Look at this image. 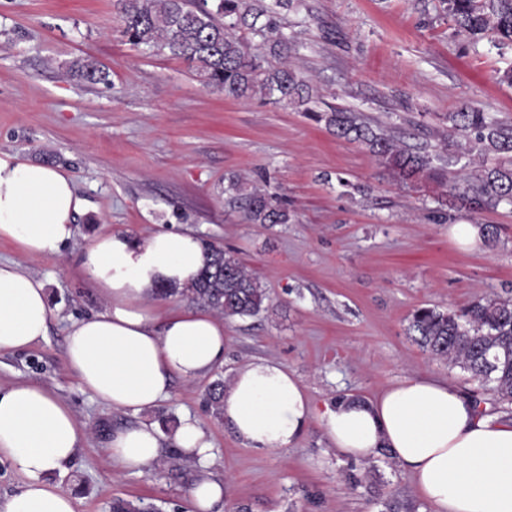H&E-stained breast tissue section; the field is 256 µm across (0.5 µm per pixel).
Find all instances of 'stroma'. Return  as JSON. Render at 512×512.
Here are the masks:
<instances>
[{"mask_svg":"<svg viewBox=\"0 0 512 512\" xmlns=\"http://www.w3.org/2000/svg\"><path fill=\"white\" fill-rule=\"evenodd\" d=\"M281 23L293 43L289 65L322 102L427 148L447 180L483 152L471 142L459 159L443 157L449 112L468 102L512 127V87L496 81L512 51L455 33L439 0H302ZM78 58L97 62L107 81L74 76ZM0 151L62 168L88 203L61 256L24 255L0 240V260L44 280L52 307L44 339L0 354V388L34 382L73 410L85 437L51 480L77 495L78 512H110L116 497L188 512L201 469L176 459L171 436L186 414L212 436L209 471L223 480L231 512H386L393 500L402 512H431L408 471L383 455L338 456L318 424L285 451L243 447L207 406L209 378L174 379L167 401L136 415L84 393L65 340L72 321L105 306L78 267L99 234L189 230L258 276L271 308L225 320L224 378L271 359L318 405L372 401L409 378L449 381L512 419L511 402L406 333L421 306L512 298V208L471 210L435 182L397 183L365 146L306 113L203 87L183 60L122 35L119 0H0ZM233 174L286 198L287 223L251 224L231 209L224 188ZM452 222L497 225V239L462 249ZM139 423L162 426L159 456L141 472L120 471L106 451L110 435Z\"/></svg>","mask_w":512,"mask_h":512,"instance_id":"stroma-1","label":"stroma"}]
</instances>
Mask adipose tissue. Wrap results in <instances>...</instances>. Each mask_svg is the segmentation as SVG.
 Masks as SVG:
<instances>
[{
  "label": "adipose tissue",
  "mask_w": 512,
  "mask_h": 512,
  "mask_svg": "<svg viewBox=\"0 0 512 512\" xmlns=\"http://www.w3.org/2000/svg\"><path fill=\"white\" fill-rule=\"evenodd\" d=\"M86 208L64 171L0 152V239L23 254L61 255ZM208 259L201 239L180 230L101 234L83 248L81 270L106 306L68 327L65 358L92 398L137 414L168 399L173 379L192 382L223 363V322L185 310L160 318L154 307L157 288L189 286ZM50 319L44 281L0 262V354L44 339ZM223 420L244 447L262 452L291 448L315 421L341 456L371 460L388 449L432 512H512V421L481 412L449 382L405 379L370 403L320 407L288 369L257 359L225 385ZM82 437L69 406L43 387L0 389V460L23 479L0 512H76L77 497L47 476L66 470ZM174 441L200 465L213 456L193 417H183ZM159 448L158 429L142 423L114 432L109 451L120 470L136 473Z\"/></svg>",
  "instance_id": "obj_1"
}]
</instances>
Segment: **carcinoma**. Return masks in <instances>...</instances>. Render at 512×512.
Listing matches in <instances>:
<instances>
[{"label": "carcinoma", "instance_id": "cac0c4a2", "mask_svg": "<svg viewBox=\"0 0 512 512\" xmlns=\"http://www.w3.org/2000/svg\"><path fill=\"white\" fill-rule=\"evenodd\" d=\"M122 34L134 45L168 53L195 66L200 82L234 99L260 97L292 107L324 123L341 139L365 145L391 178L402 183L433 180L448 187L431 166V155L401 144L371 125L358 112L315 106L317 93L288 66L292 49L281 30L280 10L292 0H120ZM448 20L473 37L490 35L500 49H512V0H441ZM260 37L251 45L241 32ZM281 60L272 66L268 58ZM74 74L86 82L107 80L95 62L77 59ZM474 139L498 156L464 172L458 198L475 209L512 205V130H506L480 109L462 105L448 113L444 146L459 147ZM229 206L251 224H286L288 207L275 194L249 186L238 176L224 189ZM208 264L195 282L180 291L161 287L216 310L228 319L256 316L267 309L269 296L258 278L215 241L205 242ZM409 335L431 356L458 364L502 400L512 401V299L487 298L461 313L432 307L416 309ZM224 377L216 374L206 390L215 415L222 416Z\"/></svg>", "mask_w": 512, "mask_h": 512}]
</instances>
